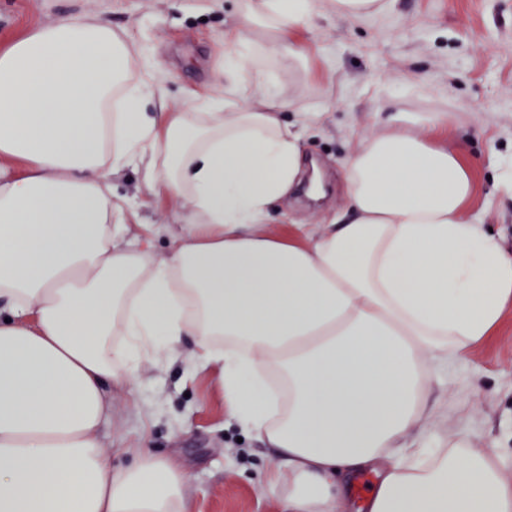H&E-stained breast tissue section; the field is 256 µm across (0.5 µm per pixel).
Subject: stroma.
<instances>
[{"mask_svg": "<svg viewBox=\"0 0 512 512\" xmlns=\"http://www.w3.org/2000/svg\"><path fill=\"white\" fill-rule=\"evenodd\" d=\"M240 0H0V49L27 29L66 14L95 11L114 30L141 43L176 105L204 98L236 53L226 41ZM295 70L281 93L292 101L286 121L320 112L303 155L319 172L323 194L278 202L269 217L279 234L328 222L347 203L342 164L364 135L394 118L381 97L401 101L406 113L448 112V133L472 159L477 190L466 216L492 228L512 250V199L503 176L512 171V0H390L378 17L344 20L323 9L313 25L283 36ZM114 195L134 206L133 222L171 223L165 195L149 194L140 172L113 180ZM430 405L454 407L462 426L489 447L512 476V307L502 324L441 375ZM112 464H129L131 448L174 459L194 489V512H282L280 491L268 483L275 451L246 431L224 403L217 376L177 359L144 368L112 392V418L101 428Z\"/></svg>", "mask_w": 512, "mask_h": 512, "instance_id": "obj_1", "label": "stroma"}]
</instances>
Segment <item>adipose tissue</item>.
<instances>
[{"label": "adipose tissue", "instance_id": "adipose-tissue-1", "mask_svg": "<svg viewBox=\"0 0 512 512\" xmlns=\"http://www.w3.org/2000/svg\"><path fill=\"white\" fill-rule=\"evenodd\" d=\"M326 1L352 20L387 7L242 0L245 52L174 107L96 14L0 51V512H192L176 462L135 448L114 469L100 435L109 384L187 336L194 366L219 368L240 423L278 451L285 512H341L343 477L375 467L367 512H512L492 450L426 403L512 301V255L464 219L476 186L447 113L364 137L330 223L288 239L268 226L322 119L283 120L275 45ZM131 167L179 209L164 254L113 198Z\"/></svg>", "mask_w": 512, "mask_h": 512}]
</instances>
